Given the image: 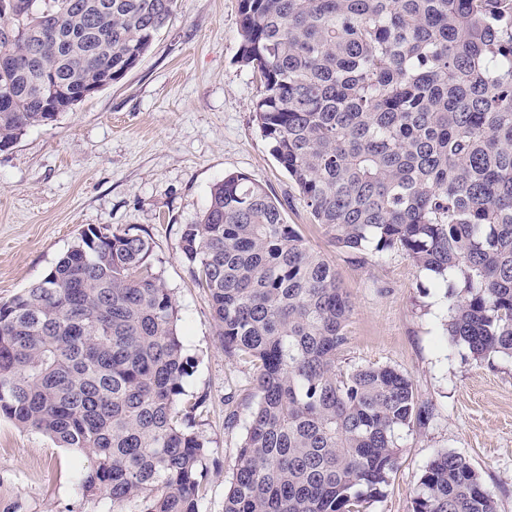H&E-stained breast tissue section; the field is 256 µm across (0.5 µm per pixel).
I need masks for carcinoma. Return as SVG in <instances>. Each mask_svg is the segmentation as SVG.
<instances>
[{"mask_svg":"<svg viewBox=\"0 0 512 512\" xmlns=\"http://www.w3.org/2000/svg\"><path fill=\"white\" fill-rule=\"evenodd\" d=\"M179 0H14L0 57V151L67 98L145 54ZM52 16L56 31L45 24ZM237 62L255 118L333 245L403 252L461 290L447 336L512 357V0H239ZM180 250L224 353L256 368L224 512H366L397 470L395 433L432 416L391 366L346 372L352 306L336 268L255 179L215 183ZM132 229L89 227L39 282L0 303V417L73 448L84 496L112 512H199L207 446L182 422L190 363L172 293ZM412 512H497L446 449Z\"/></svg>","mask_w":512,"mask_h":512,"instance_id":"carcinoma-1","label":"carcinoma"}]
</instances>
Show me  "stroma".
Here are the masks:
<instances>
[{"mask_svg": "<svg viewBox=\"0 0 512 512\" xmlns=\"http://www.w3.org/2000/svg\"><path fill=\"white\" fill-rule=\"evenodd\" d=\"M238 30L239 0H179L122 79L0 152V303L42 280L84 229L147 233L191 363L184 398L205 400L193 420L208 448L199 510L224 512L255 369L226 357L179 244L211 186L247 174L284 202L287 222L332 261L350 297L340 367L399 369L432 409L425 427L397 431L400 466L367 512H411L426 464L443 449L480 472L498 512H512V358L477 361L446 336L444 286L459 285L457 274L437 281L397 250L359 263L313 224L257 126L263 87L237 62ZM83 463L49 436L0 418V512H112L109 501L83 497Z\"/></svg>", "mask_w": 512, "mask_h": 512, "instance_id": "1", "label": "stroma"}]
</instances>
